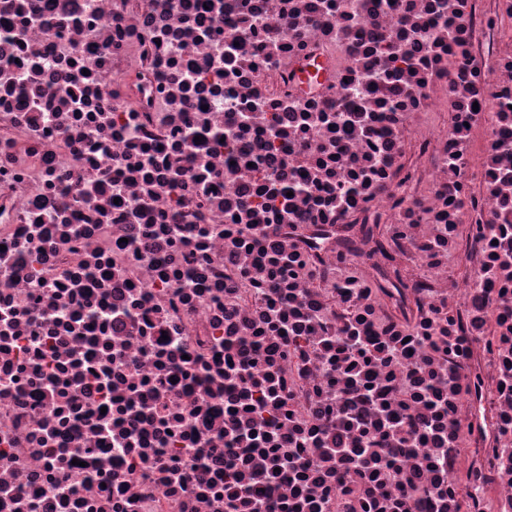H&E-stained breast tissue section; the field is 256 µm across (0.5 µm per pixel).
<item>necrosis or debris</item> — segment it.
<instances>
[{"instance_id":"obj_1","label":"necrosis or debris","mask_w":512,"mask_h":512,"mask_svg":"<svg viewBox=\"0 0 512 512\" xmlns=\"http://www.w3.org/2000/svg\"><path fill=\"white\" fill-rule=\"evenodd\" d=\"M511 28L0 0V512H512Z\"/></svg>"}]
</instances>
